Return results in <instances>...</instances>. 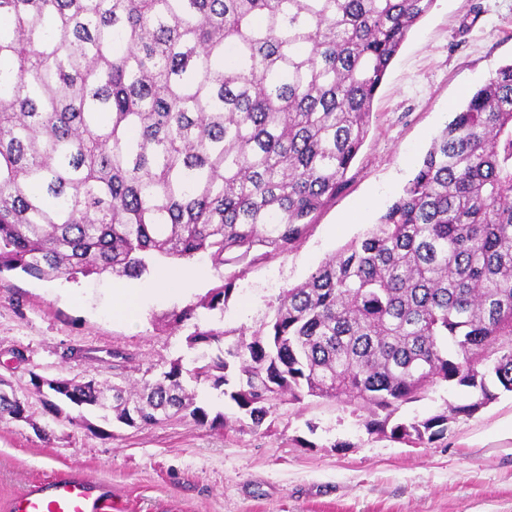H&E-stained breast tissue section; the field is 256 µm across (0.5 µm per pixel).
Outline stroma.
Here are the masks:
<instances>
[{"label":"stroma","mask_w":512,"mask_h":512,"mask_svg":"<svg viewBox=\"0 0 512 512\" xmlns=\"http://www.w3.org/2000/svg\"><path fill=\"white\" fill-rule=\"evenodd\" d=\"M509 62L512 0H434L376 94L347 187L287 253L221 266L205 257L167 259L138 279L0 274V378L28 402L27 419L0 421V512L32 483L69 470L111 485L115 512H512L510 392L457 416L444 438L414 444L369 432V409L335 399L284 403L256 430L202 382L199 402L227 419L213 431L179 417L142 429L107 425L91 411L84 422L61 423L28 392L34 372L141 379L154 364L187 354L197 324L258 329L284 290L378 223L468 92ZM189 269L195 282L188 293L149 294L158 277ZM227 279L235 290L224 308L163 327L172 312ZM113 285L146 289L137 322L106 313ZM116 350L128 357L117 369ZM469 398L434 382L397 417L421 420Z\"/></svg>","instance_id":"stroma-1"}]
</instances>
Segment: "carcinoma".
I'll list each match as a JSON object with an SVG mask.
<instances>
[{"mask_svg": "<svg viewBox=\"0 0 512 512\" xmlns=\"http://www.w3.org/2000/svg\"><path fill=\"white\" fill-rule=\"evenodd\" d=\"M433 2L0 0V273L138 278L161 259L287 249L346 185L376 92ZM233 291L228 279L200 306ZM233 334L195 328L189 374L257 428L306 394L432 442L512 392V62L364 238L285 291L251 337ZM436 380L471 399L391 421ZM1 385L0 421L24 417ZM30 385L69 422L88 408L128 427L173 412L224 428L180 358L125 385L34 372Z\"/></svg>", "mask_w": 512, "mask_h": 512, "instance_id": "obj_1", "label": "carcinoma"}]
</instances>
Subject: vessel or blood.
I'll return each mask as SVG.
<instances>
[{
    "label": "vessel or blood",
    "instance_id": "b4317fda",
    "mask_svg": "<svg viewBox=\"0 0 512 512\" xmlns=\"http://www.w3.org/2000/svg\"><path fill=\"white\" fill-rule=\"evenodd\" d=\"M110 486L84 473L32 486L10 503V512H110Z\"/></svg>",
    "mask_w": 512,
    "mask_h": 512
}]
</instances>
